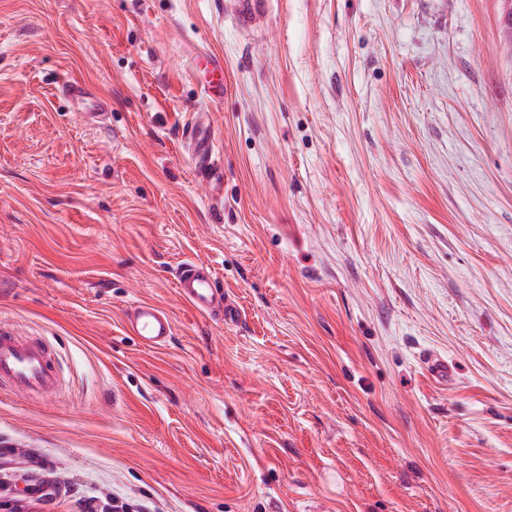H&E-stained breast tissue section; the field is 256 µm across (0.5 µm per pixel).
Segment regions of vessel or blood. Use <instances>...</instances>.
Here are the masks:
<instances>
[{"label":"vessel or blood","mask_w":512,"mask_h":512,"mask_svg":"<svg viewBox=\"0 0 512 512\" xmlns=\"http://www.w3.org/2000/svg\"><path fill=\"white\" fill-rule=\"evenodd\" d=\"M209 75L205 87L208 97L224 92V67L214 56L202 59ZM176 289L181 300L197 313L217 317L226 322L240 319L238 308L219 287L212 268L203 262L189 260L175 273ZM125 335L136 337L149 348L165 346L174 334V323L158 304L149 300L134 301L124 314ZM57 385L54 354L45 344L16 338L8 325L0 321V390L15 393H46Z\"/></svg>","instance_id":"1"}]
</instances>
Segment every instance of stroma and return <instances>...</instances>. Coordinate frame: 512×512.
<instances>
[{"mask_svg":"<svg viewBox=\"0 0 512 512\" xmlns=\"http://www.w3.org/2000/svg\"><path fill=\"white\" fill-rule=\"evenodd\" d=\"M500 7L0 0V319L60 371L0 391V512H512ZM187 259L241 324L179 298ZM136 299L165 347L123 334ZM204 69L210 75V79L205 86L208 97L216 98L224 94V66L215 56H207L200 61ZM123 332L136 337L149 348L165 346L174 335V323L158 304L149 300L134 301L125 311Z\"/></svg>","mask_w":512,"mask_h":512,"instance_id":"obj_1","label":"stroma"}]
</instances>
